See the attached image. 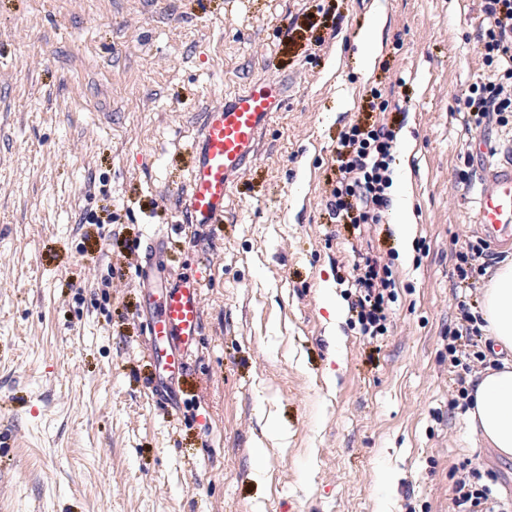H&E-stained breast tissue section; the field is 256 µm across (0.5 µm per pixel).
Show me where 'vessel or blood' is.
Wrapping results in <instances>:
<instances>
[{
  "instance_id": "1",
  "label": "vessel or blood",
  "mask_w": 512,
  "mask_h": 512,
  "mask_svg": "<svg viewBox=\"0 0 512 512\" xmlns=\"http://www.w3.org/2000/svg\"><path fill=\"white\" fill-rule=\"evenodd\" d=\"M287 100L282 83L263 82L225 96L203 114L193 149L185 213L192 224H220L236 181L257 159L262 135ZM475 220L493 243L512 242V145L480 173ZM164 232L149 235L139 284L150 291V354L159 367L153 395L167 398L192 352L202 321L199 280L170 275L164 262Z\"/></svg>"
}]
</instances>
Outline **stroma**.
I'll return each mask as SVG.
<instances>
[{
	"label": "stroma",
	"instance_id": "1",
	"mask_svg": "<svg viewBox=\"0 0 512 512\" xmlns=\"http://www.w3.org/2000/svg\"><path fill=\"white\" fill-rule=\"evenodd\" d=\"M479 21L480 0H0V512H448L474 456L512 493V457L449 404L453 255L478 236L454 97L486 74ZM386 63L407 242L324 209ZM279 80L223 223H178L201 112ZM157 227L203 294L171 413L136 286ZM357 249L397 283L374 340L340 281Z\"/></svg>",
	"mask_w": 512,
	"mask_h": 512
}]
</instances>
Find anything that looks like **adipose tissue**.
<instances>
[{
  "mask_svg": "<svg viewBox=\"0 0 512 512\" xmlns=\"http://www.w3.org/2000/svg\"><path fill=\"white\" fill-rule=\"evenodd\" d=\"M482 316L502 352H512V265L500 268L484 293ZM480 439L512 456V366L487 370L474 388L470 411Z\"/></svg>",
  "mask_w": 512,
  "mask_h": 512,
  "instance_id": "obj_1",
  "label": "adipose tissue"
}]
</instances>
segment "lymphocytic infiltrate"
Wrapping results in <instances>:
<instances>
[{"mask_svg": "<svg viewBox=\"0 0 512 512\" xmlns=\"http://www.w3.org/2000/svg\"><path fill=\"white\" fill-rule=\"evenodd\" d=\"M476 38L488 75L455 99L463 127L472 132L492 123L511 126L512 0H481ZM367 100L375 119L349 125L336 144L338 177L326 207L331 220L339 224L361 226L387 221L397 142V127L388 117L400 113L402 107L399 100L376 86L368 90ZM491 260L486 240L469 242L454 255V287L463 292L475 289ZM348 284L354 290L351 317L361 335H385L397 288L391 265L377 254L355 255ZM457 308L460 316L448 329V362L456 373L450 403L465 410L471 406L474 392L467 375L476 366L485 365L487 359L482 345L485 322L474 313L470 301L459 300ZM448 512H512V501L494 496L480 465L466 461L452 485Z\"/></svg>", "mask_w": 512, "mask_h": 512, "instance_id": "f902f5d3", "label": "lymphocytic infiltrate"}]
</instances>
